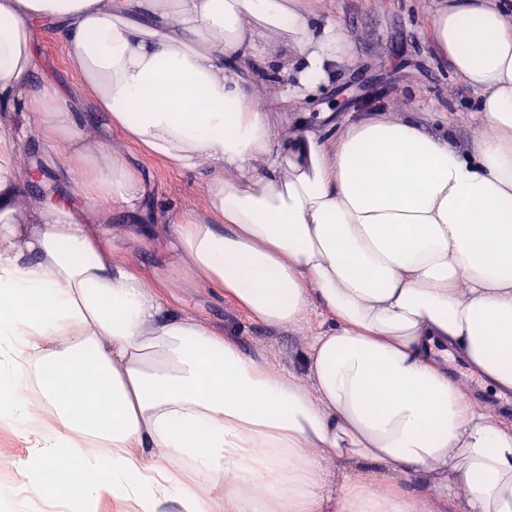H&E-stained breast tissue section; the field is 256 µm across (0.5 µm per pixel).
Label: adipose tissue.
I'll use <instances>...</instances> for the list:
<instances>
[{"label":"adipose tissue","instance_id":"ef3b65f1","mask_svg":"<svg viewBox=\"0 0 512 512\" xmlns=\"http://www.w3.org/2000/svg\"><path fill=\"white\" fill-rule=\"evenodd\" d=\"M41 21L106 126L207 173L209 219L176 226L184 269L255 322L310 326L308 384L167 311L113 260L87 212L137 211L143 184L122 154L91 156L67 101L36 83ZM273 33L305 39L290 70L262 53ZM431 37L493 130L466 153L409 116L272 142L240 64L284 83L286 115L342 51L298 0H0V128L24 114L82 172L77 197L46 195L19 221L25 171L0 131V426L27 451L0 512H512V422L438 359L512 392V15L448 0ZM62 376L82 398H59ZM325 458L347 467L341 484ZM63 463L77 490L44 484ZM420 472L432 500L406 487Z\"/></svg>","mask_w":512,"mask_h":512}]
</instances>
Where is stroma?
Segmentation results:
<instances>
[{"instance_id": "obj_1", "label": "stroma", "mask_w": 512, "mask_h": 512, "mask_svg": "<svg viewBox=\"0 0 512 512\" xmlns=\"http://www.w3.org/2000/svg\"><path fill=\"white\" fill-rule=\"evenodd\" d=\"M306 14L335 23L347 41L322 92L306 100L304 111L332 110L337 129L381 112L412 116L428 132L447 134L459 151H468L488 129L475 112L480 94L439 57L427 27L441 0H300ZM41 80L58 86L75 101L81 131L93 142L122 149L148 188L143 215L134 220L113 207L105 239L114 260L133 265L162 288L173 311L197 317L231 335L247 354L270 360L305 379L308 326H268L250 322L223 293L181 276L170 248L181 215L208 214L206 174L181 169L145 154L116 131H106L96 106L68 67L64 46L48 26L36 27ZM25 166L39 171L22 189L39 198L72 181H59L61 166L51 144L30 138L21 146Z\"/></svg>"}]
</instances>
